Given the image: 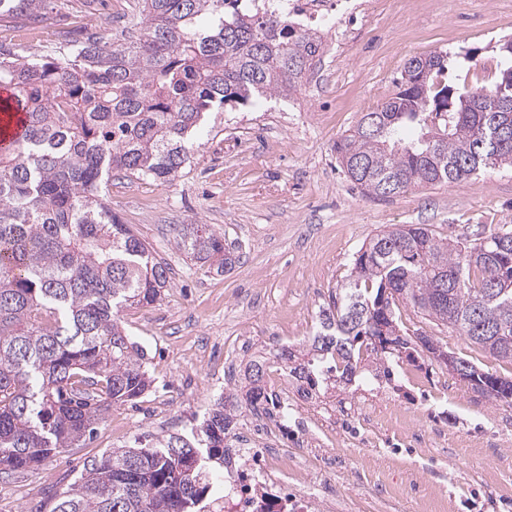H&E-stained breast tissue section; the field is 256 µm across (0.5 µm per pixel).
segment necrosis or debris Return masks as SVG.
<instances>
[{
  "label": "necrosis or debris",
  "instance_id": "4bbe7bcc",
  "mask_svg": "<svg viewBox=\"0 0 512 512\" xmlns=\"http://www.w3.org/2000/svg\"><path fill=\"white\" fill-rule=\"evenodd\" d=\"M374 0H239L240 8L264 15L287 7L292 17L324 30L327 50H335L343 35L342 18L367 12ZM270 414L257 416L250 436L231 437L224 451V488L212 500L211 512H373L368 498L342 508L328 477V464L313 456L320 439L288 388L272 385Z\"/></svg>",
  "mask_w": 512,
  "mask_h": 512
}]
</instances>
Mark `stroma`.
Segmentation results:
<instances>
[{"label": "stroma", "instance_id": "stroma-1", "mask_svg": "<svg viewBox=\"0 0 512 512\" xmlns=\"http://www.w3.org/2000/svg\"><path fill=\"white\" fill-rule=\"evenodd\" d=\"M96 8L92 16L77 7L53 9L40 23L1 27L0 46L44 55L62 42H84L104 21L113 36L129 33L125 0H98ZM349 26L346 55L316 60L290 101L209 113L198 149L173 180L113 176L108 207L169 269L170 286L158 301L120 314L148 353L153 387L137 404H113L84 447L0 474V512H52L103 453L201 424L214 401L211 384L227 395L236 391L218 356L226 337L272 346L282 336L313 333L320 308L349 275L353 253L384 226L424 224L436 236L467 241L512 227L510 171L367 197L353 189L334 151L363 113L395 92L411 57L470 53L471 64L449 69L448 81L485 83L497 67L500 40L512 37V0H384L368 23ZM184 224L208 225L240 251L241 263L219 275L191 260L177 246ZM397 316L409 335L428 336L479 370L512 378V362L494 359L413 307L400 305ZM380 389L406 405L426 404L421 431L440 419L448 436L427 453L406 440L391 444L383 419L359 416L355 425L369 447L341 432L327 443L336 455L333 479L347 497L391 482L399 494L379 512H422L406 484L413 474L444 501V512H512V405L475 392L426 357L395 365L393 381Z\"/></svg>", "mask_w": 512, "mask_h": 512}]
</instances>
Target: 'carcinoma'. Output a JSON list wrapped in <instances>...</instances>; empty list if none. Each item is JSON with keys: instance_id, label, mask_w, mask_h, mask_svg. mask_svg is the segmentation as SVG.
<instances>
[{"instance_id": "cac0c4a2", "label": "carcinoma", "mask_w": 512, "mask_h": 512, "mask_svg": "<svg viewBox=\"0 0 512 512\" xmlns=\"http://www.w3.org/2000/svg\"><path fill=\"white\" fill-rule=\"evenodd\" d=\"M238 0H131L135 38H89L26 57L0 50L3 110L25 113L23 143L0 149V473L80 448L114 403L152 385L147 352L119 318L156 302L169 278L151 247L106 204L122 171L167 182L193 151L204 114L257 97L286 101L302 89L322 39L292 17L238 11ZM49 0H0V26L47 17ZM489 85L445 81L448 54L405 63L396 92L336 141L342 171L367 196L469 181L512 169V38L498 44ZM177 246L208 269L240 261L224 238L184 224ZM403 301L496 359L512 361V231L462 243L423 224H393L353 255L350 274L321 310L320 330L278 359L311 390L362 374V350L391 375L416 360L393 305ZM471 388L512 403V378L456 358ZM268 361L239 366L246 399L268 403ZM235 397L214 404L205 450L182 434L117 448L85 468L53 512H195L208 489L202 458L224 459Z\"/></svg>"}]
</instances>
